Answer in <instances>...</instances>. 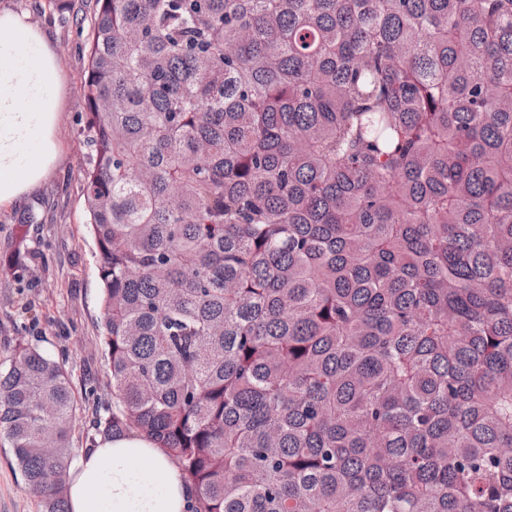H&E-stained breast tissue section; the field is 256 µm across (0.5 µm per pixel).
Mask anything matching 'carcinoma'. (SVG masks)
Instances as JSON below:
<instances>
[{"instance_id":"obj_1","label":"carcinoma","mask_w":512,"mask_h":512,"mask_svg":"<svg viewBox=\"0 0 512 512\" xmlns=\"http://www.w3.org/2000/svg\"><path fill=\"white\" fill-rule=\"evenodd\" d=\"M82 186L108 438L187 512H512V0H94ZM77 398L0 440L69 512Z\"/></svg>"}]
</instances>
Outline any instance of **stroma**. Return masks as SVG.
<instances>
[{"mask_svg": "<svg viewBox=\"0 0 512 512\" xmlns=\"http://www.w3.org/2000/svg\"><path fill=\"white\" fill-rule=\"evenodd\" d=\"M91 7L92 0H72L70 9L60 13L47 0H0V10L26 13L47 32L66 83L58 120V165L27 200L0 208V259L13 252L22 230L30 250L22 264L0 270V363H8L20 342L66 359L78 399L73 439L79 448L96 445V419L112 408V375L98 349V257L87 231L81 181L89 153L81 85ZM0 512H40L9 448L1 445Z\"/></svg>", "mask_w": 512, "mask_h": 512, "instance_id": "35a3bbf8", "label": "stroma"}]
</instances>
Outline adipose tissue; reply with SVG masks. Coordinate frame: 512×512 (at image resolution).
<instances>
[{
    "instance_id": "adipose-tissue-1",
    "label": "adipose tissue",
    "mask_w": 512,
    "mask_h": 512,
    "mask_svg": "<svg viewBox=\"0 0 512 512\" xmlns=\"http://www.w3.org/2000/svg\"><path fill=\"white\" fill-rule=\"evenodd\" d=\"M64 89L46 34L27 15L0 11V207L55 167ZM191 496L173 460L135 433L81 449L68 483L69 512H186Z\"/></svg>"
}]
</instances>
